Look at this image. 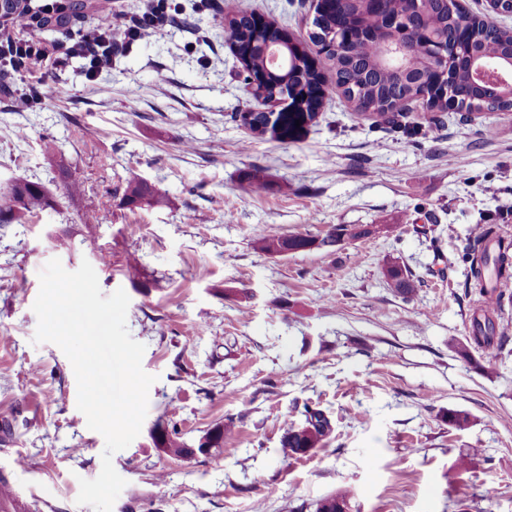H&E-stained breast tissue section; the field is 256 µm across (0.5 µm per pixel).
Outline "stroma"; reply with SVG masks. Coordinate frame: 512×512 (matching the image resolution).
Instances as JSON below:
<instances>
[{
  "mask_svg": "<svg viewBox=\"0 0 512 512\" xmlns=\"http://www.w3.org/2000/svg\"><path fill=\"white\" fill-rule=\"evenodd\" d=\"M178 2L182 19L164 41L113 52L93 82L77 60L46 71L40 104L21 94L25 73L0 68V193L26 178L56 199L30 223L0 225V417L14 429L0 467L39 512H93L77 502L79 481L99 475L105 440L77 408L61 348L34 340L39 273L56 258L70 272L93 265L103 295L127 293V329L155 377L138 437L112 457L126 481L112 512H314L344 488L352 512H512V305L494 322L493 350L467 363L449 347L471 336L479 305L470 243L486 224L512 240V112L462 123L415 104L393 127L331 84L292 139L253 134L239 114L257 103L236 74L224 19L262 14L305 43L313 0ZM147 7L107 0L35 37L64 44ZM49 139L69 177L45 157ZM256 168L271 182L260 193L245 179ZM130 169L160 204L120 206ZM71 180L79 191H68ZM89 197L102 204L91 238ZM339 224L397 230L285 256L253 244L321 238ZM389 258L419 279L411 296L387 286ZM307 404L331 416L332 438L283 460L285 424ZM451 409L469 414L466 429L448 426ZM159 423L191 446L217 424L235 433L176 459L153 444Z\"/></svg>",
  "mask_w": 512,
  "mask_h": 512,
  "instance_id": "stroma-1",
  "label": "stroma"
}]
</instances>
